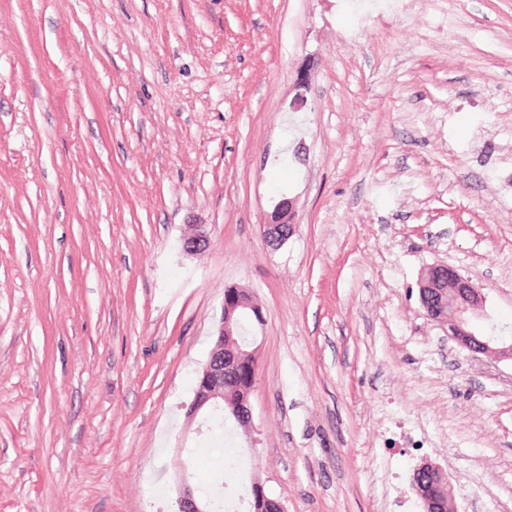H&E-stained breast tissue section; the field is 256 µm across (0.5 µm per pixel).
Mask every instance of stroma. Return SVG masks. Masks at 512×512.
I'll list each match as a JSON object with an SVG mask.
<instances>
[{"mask_svg":"<svg viewBox=\"0 0 512 512\" xmlns=\"http://www.w3.org/2000/svg\"><path fill=\"white\" fill-rule=\"evenodd\" d=\"M404 4L0 0V512H175L206 483L182 405L231 287L264 322L229 491L424 512L427 458L459 512H512V360L418 293L457 267L512 341V0ZM295 208L292 200L283 198L262 225L263 236L269 247L278 249L292 236L295 228ZM190 232L182 238L181 249L186 255H195L209 245V235L203 224H190Z\"/></svg>","mask_w":512,"mask_h":512,"instance_id":"obj_1","label":"stroma"}]
</instances>
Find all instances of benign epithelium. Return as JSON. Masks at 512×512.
<instances>
[{
  "mask_svg": "<svg viewBox=\"0 0 512 512\" xmlns=\"http://www.w3.org/2000/svg\"><path fill=\"white\" fill-rule=\"evenodd\" d=\"M295 228V208L292 200L284 198L274 207L262 225L267 245L277 249L292 236ZM190 232L182 238L181 249L195 255L209 245V235L203 224L189 225ZM419 299L427 317L443 327L460 349L471 354H497L512 358V344L497 346L494 332H484L478 320L485 315V296L472 284L470 277L456 267L440 263L426 269L419 282ZM263 321L261 308L250 293L242 288L225 292L222 315L213 335L208 360L199 375L192 401L186 405L187 424L195 422L201 412L224 408V382L238 383L243 399L236 420L245 426L250 423V395L255 380L241 384V366L246 355L257 356V349H244L239 338L238 319ZM412 486L423 500L426 512H458L448 475L437 463L426 460L413 471ZM177 512H209L208 501L198 497L186 476H181L177 495Z\"/></svg>",
  "mask_w": 512,
  "mask_h": 512,
  "instance_id": "obj_1",
  "label": "benign epithelium"
}]
</instances>
